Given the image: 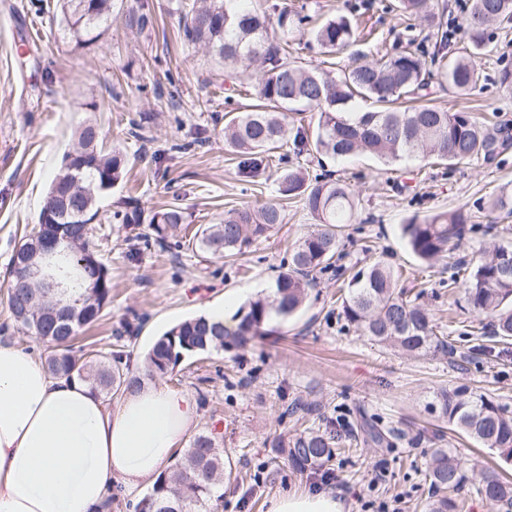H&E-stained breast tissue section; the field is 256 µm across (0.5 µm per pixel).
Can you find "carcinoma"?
I'll return each mask as SVG.
<instances>
[{
  "label": "carcinoma",
  "mask_w": 512,
  "mask_h": 512,
  "mask_svg": "<svg viewBox=\"0 0 512 512\" xmlns=\"http://www.w3.org/2000/svg\"><path fill=\"white\" fill-rule=\"evenodd\" d=\"M233 0H177L180 34L215 65L232 70L244 80L256 79V103L224 125V141L240 157L239 173L252 178L273 161L287 143L288 113L318 112L312 136L299 129L293 136V151L344 157L364 153L385 163L436 158L459 164L474 158L492 157L498 139L468 112H450L426 102L430 72L423 51L410 47L380 59L356 65L335 75L310 70L288 60V37L307 34L328 53L345 50L360 37L359 28L344 15L314 21L309 15L282 10L275 25L262 12L240 10ZM65 33L83 48L101 38L113 15L122 5L118 0H60ZM396 8L408 18L433 26L428 38L441 51L452 34L435 22L428 0H398ZM512 22V0H469L463 30L465 52L440 65L439 77L448 86L466 92L477 82L474 59L490 48L493 26ZM360 98L374 107L351 111ZM80 175L84 191L73 176ZM127 175V156L119 148L107 151L98 125L79 127L72 151L63 155L49 194L79 202V209L55 220V231L76 240L69 251L57 257L68 275V299L72 316L65 322L45 319L52 301L39 296L26 283L22 262L40 250L41 230L33 226L16 248L10 261V288L6 303L16 325L45 346L44 365L58 377L87 383L104 397L114 400L140 385L141 376L132 370L130 355L115 348L106 352L87 351L78 344L81 331L99 320L111 300L112 283L100 260L90 233L83 225L99 219L100 199ZM280 194L297 199L318 221L317 230L304 236L290 255L289 269L278 276L274 297L259 296L240 308L232 322L211 321L198 316L184 320L159 336L144 356L145 375L163 378L188 356L224 349H244L263 335L273 320L285 321L305 302L313 274L336 273L343 258L342 225L352 223L357 201L350 187L339 181L312 178L306 171L286 169L278 178ZM130 241L148 248L164 247L177 237L187 216L184 208L169 205L144 214L137 204L115 213ZM283 208L275 203L260 208H232L220 224L199 231L196 243L203 251L226 257L242 253L251 243L268 236L284 222ZM148 224V231L139 228ZM411 252L430 264L459 247L469 234L491 240L473 263L456 261L448 286L457 288L468 308L489 319L488 341L507 344L512 340V244L497 243L498 226L475 224L472 213L457 209L413 217L402 227ZM421 294L410 296L398 287V275L385 261L374 260L353 274L342 298L346 321L377 344L406 356L448 355L449 337L423 304ZM432 411L448 425L512 463V411L494 396L466 384L444 389L431 403ZM337 437L330 431L306 428L286 448L289 463L304 471L322 467L334 455ZM236 478L232 467H224V455L215 439L194 436L183 458L161 473L156 484L136 505L135 512H202L219 501L224 480ZM433 490L429 512H458L464 488L486 501L512 509V481L495 469L484 470L472 482L459 458L443 448L433 451L425 473Z\"/></svg>",
  "instance_id": "cac0c4a2"
}]
</instances>
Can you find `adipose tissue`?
Instances as JSON below:
<instances>
[{
  "label": "adipose tissue",
  "mask_w": 512,
  "mask_h": 512,
  "mask_svg": "<svg viewBox=\"0 0 512 512\" xmlns=\"http://www.w3.org/2000/svg\"><path fill=\"white\" fill-rule=\"evenodd\" d=\"M198 423L195 398L162 382L142 381L111 405L0 343V512H97L112 492L135 498ZM267 512H345V503L330 490H293Z\"/></svg>",
  "instance_id": "ef3b65f1"
}]
</instances>
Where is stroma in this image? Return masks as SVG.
<instances>
[{
    "mask_svg": "<svg viewBox=\"0 0 512 512\" xmlns=\"http://www.w3.org/2000/svg\"><path fill=\"white\" fill-rule=\"evenodd\" d=\"M390 0H246L249 9H303L325 19L345 15L361 21L368 40L328 56L307 37L291 38V60L308 68L341 72L353 61L367 62L410 38L403 20L387 11ZM56 0H0V339L34 357L42 343L12 324L5 304L9 261L26 229L37 224L48 186L62 155L71 150L84 122L98 124L107 146L128 157L127 179L105 196L106 218L91 236L112 279V302L85 330L84 341L107 347L117 331L132 326L126 339L133 369L169 327L206 309L234 314L273 286L297 242L314 230L316 219L298 200H281L278 166L256 177L239 173V160L224 144V115L255 98L243 84L231 98L214 90L213 70L181 38L174 0H124L145 8L153 24L144 31L124 20L86 48L75 47L56 19ZM479 79L460 94L433 84L439 106L485 117L502 142L496 162L473 159L458 165L424 162L384 165L370 156L316 161L288 155L287 167L342 180L355 192L358 208L345 225L343 267L363 266L366 256L382 257L402 273L401 287L423 292L424 302L444 334L455 336L458 355L410 358L374 344L346 321L338 288L327 274H315L302 309L273 323L272 334L245 350L186 358L164 383L190 393L199 408V431L213 434L238 480L225 483L216 512H266L271 496L290 490L320 491L319 472L299 473L274 460L277 438L299 432L285 408L300 399L315 406L313 427L345 439L333 468L345 485L351 512L366 501L401 498L402 512H425L431 500L425 472L430 452L451 449L468 474L495 467L512 476V464L493 451L449 430L429 405L438 390L466 383L512 406V349L495 362L464 358L465 325L485 326L484 317L461 308V295L448 288L447 260L422 264L409 250L401 226L413 216L466 209L477 223L496 221L503 240L512 239V216L495 214L493 199L512 189V26L494 32L490 53L477 61ZM150 115L143 139L129 136L132 121ZM185 144L182 152L171 143ZM135 198L150 211L181 205L191 228L220 223L227 209L282 203L285 220L235 259L199 250L188 240L165 250H132L111 215ZM374 424L392 431L394 444L372 448L348 443L350 431ZM388 477L373 484L377 465Z\"/></svg>",
    "mask_w": 512,
    "mask_h": 512,
    "instance_id": "stroma-1",
    "label": "stroma"
}]
</instances>
